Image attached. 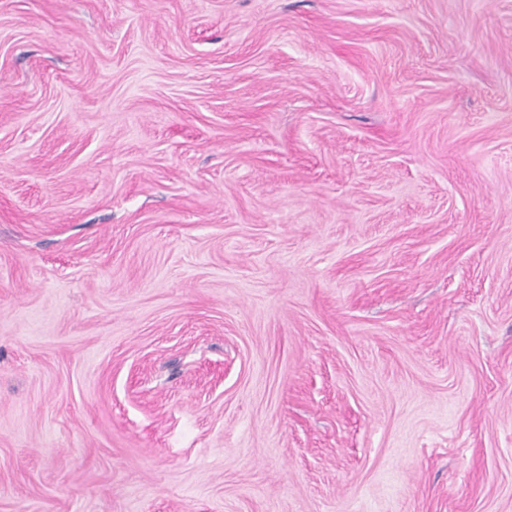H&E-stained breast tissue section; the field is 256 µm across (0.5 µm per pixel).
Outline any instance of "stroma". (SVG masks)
Segmentation results:
<instances>
[{
  "mask_svg": "<svg viewBox=\"0 0 512 512\" xmlns=\"http://www.w3.org/2000/svg\"><path fill=\"white\" fill-rule=\"evenodd\" d=\"M0 512H512V0H0Z\"/></svg>",
  "mask_w": 512,
  "mask_h": 512,
  "instance_id": "1",
  "label": "stroma"
}]
</instances>
